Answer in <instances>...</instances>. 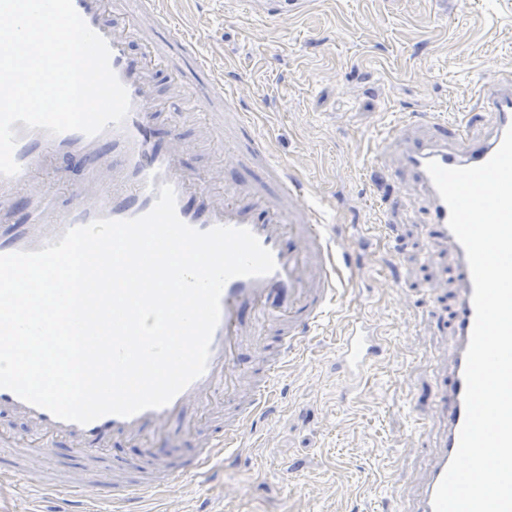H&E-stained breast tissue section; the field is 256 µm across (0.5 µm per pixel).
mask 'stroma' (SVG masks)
<instances>
[{
    "instance_id": "1",
    "label": "stroma",
    "mask_w": 512,
    "mask_h": 512,
    "mask_svg": "<svg viewBox=\"0 0 512 512\" xmlns=\"http://www.w3.org/2000/svg\"><path fill=\"white\" fill-rule=\"evenodd\" d=\"M244 0H172L260 138L334 208V230L363 272L333 323L291 360L249 447L181 480L144 512H399L384 480L410 483L435 442L447 326L426 303L430 250L417 198L380 151L405 116L468 112L512 67V0H297L287 19ZM389 351L359 385L335 370L336 342L356 318Z\"/></svg>"
}]
</instances>
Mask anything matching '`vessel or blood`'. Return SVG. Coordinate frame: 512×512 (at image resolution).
I'll list each match as a JSON object with an SVG mask.
<instances>
[{
  "instance_id": "b4317fda",
  "label": "vessel or blood",
  "mask_w": 512,
  "mask_h": 512,
  "mask_svg": "<svg viewBox=\"0 0 512 512\" xmlns=\"http://www.w3.org/2000/svg\"><path fill=\"white\" fill-rule=\"evenodd\" d=\"M73 5L109 44L111 67L128 91L129 112L121 125H108L93 136L77 131L50 135L15 123L13 156L20 170L11 177L0 176V254L40 250L59 241L67 229L98 218L144 215L158 198L160 186L168 184L184 223L199 230L216 225L248 228L276 262L269 274L226 282L206 370L164 407L128 418L106 415L81 425L59 420L0 388V414L21 417L29 425L27 436L16 444L18 463L0 462L1 476L30 486V471L46 473L52 448L64 442L96 468L74 473L64 482L47 475L40 481L46 494L62 497L63 512H90L89 496L100 486L107 488L114 512H141L146 496L169 492L179 479L201 474L242 451L245 433L273 399L277 373L335 315L347 281L359 279L360 272L330 231L327 204L275 158L267 141L258 138L252 119L237 109L239 88L225 84L223 70L209 63L197 40L167 11L165 0H73ZM146 23L158 37L146 42L142 53H133L131 44L141 38ZM175 50L188 57L204 79H179L177 105L169 113L170 134L161 141L155 136V75L171 67ZM193 109L205 110L210 119L219 111L230 114L235 133L225 165L239 164L243 154H250L266 182L232 180L221 185L189 168L185 158L192 145L183 139L180 123ZM479 110L485 123L480 135L470 117L451 123L428 114L414 119L426 129V136H407L404 127L396 125L384 139L396 147V176L417 187L422 196L432 257L438 263L449 260L457 291L450 343L439 368V434L433 458L417 486H392L400 512H433L435 491L458 449L466 417V350L476 318L466 251L449 227L450 209L427 164L475 167L496 153L512 127L511 76H499L488 85ZM69 155L83 158L87 173L68 187L70 201L62 205L43 177L55 159ZM387 350L388 341L376 323L358 319L339 341L336 369L351 384H359ZM176 423L199 430L198 451L179 459L153 453V440L167 435ZM117 438L142 448V456L129 463L108 462L106 451Z\"/></svg>"
}]
</instances>
